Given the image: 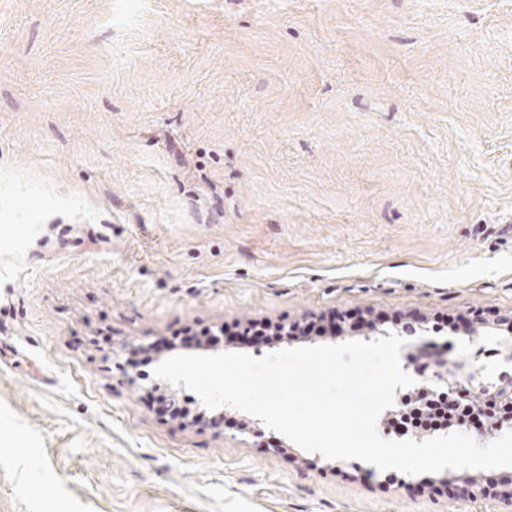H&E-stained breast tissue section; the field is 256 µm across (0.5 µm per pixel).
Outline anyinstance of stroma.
Returning a JSON list of instances; mask_svg holds the SVG:
<instances>
[{
	"label": "stroma",
	"instance_id": "35a3bbf8",
	"mask_svg": "<svg viewBox=\"0 0 512 512\" xmlns=\"http://www.w3.org/2000/svg\"><path fill=\"white\" fill-rule=\"evenodd\" d=\"M510 310L512 0H0V512H504L133 353L417 321L401 364L493 380Z\"/></svg>",
	"mask_w": 512,
	"mask_h": 512
}]
</instances>
